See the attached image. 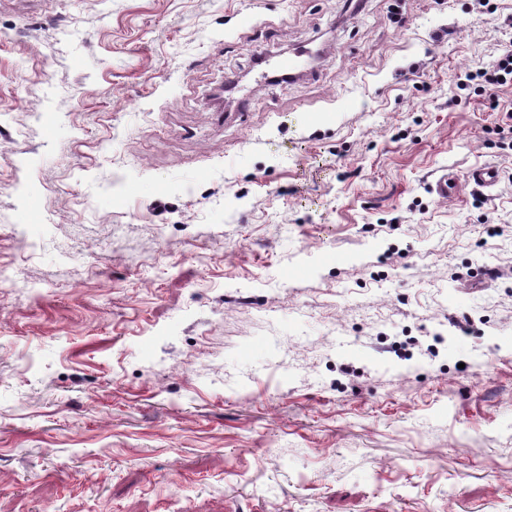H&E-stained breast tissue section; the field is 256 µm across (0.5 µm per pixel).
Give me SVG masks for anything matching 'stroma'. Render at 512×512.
Wrapping results in <instances>:
<instances>
[{
  "label": "stroma",
  "instance_id": "obj_1",
  "mask_svg": "<svg viewBox=\"0 0 512 512\" xmlns=\"http://www.w3.org/2000/svg\"><path fill=\"white\" fill-rule=\"evenodd\" d=\"M349 2L0 0V512H512V0ZM475 90L486 91L488 88L512 83V48L506 47L502 52L475 73L469 72L456 77L458 87L467 88L475 82Z\"/></svg>",
  "mask_w": 512,
  "mask_h": 512
}]
</instances>
